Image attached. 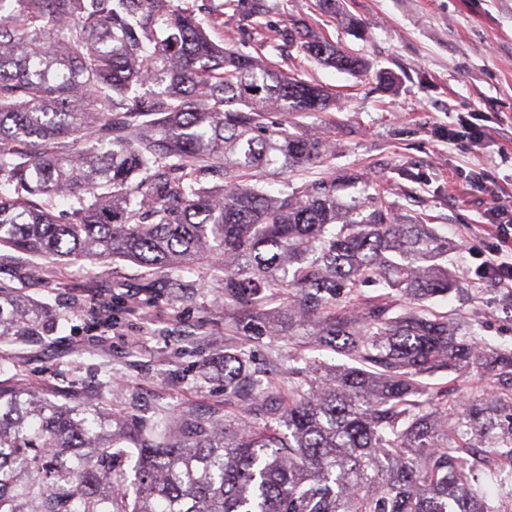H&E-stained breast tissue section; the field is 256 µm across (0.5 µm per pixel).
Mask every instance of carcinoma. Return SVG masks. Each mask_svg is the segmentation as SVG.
<instances>
[{
	"mask_svg": "<svg viewBox=\"0 0 512 512\" xmlns=\"http://www.w3.org/2000/svg\"><path fill=\"white\" fill-rule=\"evenodd\" d=\"M180 2L0 0V248L165 271L170 295L211 262L224 305L258 335L306 334L355 365L290 369L276 396L245 353H228L224 391L261 422L226 413L138 430L96 397L0 379V512H505L485 478L512 489V348L486 349L421 305L395 311L399 297L456 286L448 241L382 199L345 200L372 186L356 170L260 185L333 154L328 137L267 114L325 112L335 95L210 39L244 3L248 37L274 44L267 0H224L206 19ZM293 47L367 72L307 26ZM57 197L70 199L64 224ZM366 282L383 293L362 297ZM57 325L0 285V341ZM473 369L494 392L460 409L420 382Z\"/></svg>",
	"mask_w": 512,
	"mask_h": 512,
	"instance_id": "carcinoma-1",
	"label": "carcinoma"
}]
</instances>
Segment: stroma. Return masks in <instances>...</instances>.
<instances>
[{
  "label": "stroma",
  "instance_id": "35a3bbf8",
  "mask_svg": "<svg viewBox=\"0 0 512 512\" xmlns=\"http://www.w3.org/2000/svg\"><path fill=\"white\" fill-rule=\"evenodd\" d=\"M272 24L287 33L298 22L370 65L358 78L290 53L286 71L328 88L336 106L297 112L299 131L330 135L335 154L321 173L360 169L387 192L396 213L429 224L447 239L458 285L427 308L473 326L492 347L512 348V291L476 272L469 249L483 248L487 197L470 186L487 176L512 192V0H342L345 19L314 12L310 0H276ZM397 84L383 85V73ZM477 118L481 151L449 130ZM422 170L410 181L404 168ZM222 274L203 264L189 286L151 302L145 281L164 287L166 276L129 262L83 259L58 266L12 250L0 251V284L48 304L56 330L21 344H0V375H21L35 387L65 394H98L112 384L113 412L160 420L187 413L205 420L224 412V354L245 350L266 370L275 391L288 385L289 369L344 364V356L284 336H255L224 308ZM430 389L451 388L452 401L489 392L483 374L437 372Z\"/></svg>",
  "mask_w": 512,
  "mask_h": 512
}]
</instances>
